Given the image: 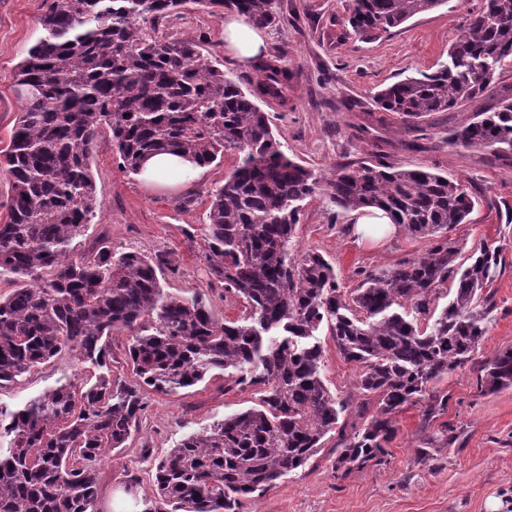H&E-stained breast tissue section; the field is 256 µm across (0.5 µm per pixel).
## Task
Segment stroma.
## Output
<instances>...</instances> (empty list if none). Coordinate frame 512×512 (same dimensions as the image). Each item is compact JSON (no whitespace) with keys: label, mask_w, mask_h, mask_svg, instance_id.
Segmentation results:
<instances>
[{"label":"stroma","mask_w":512,"mask_h":512,"mask_svg":"<svg viewBox=\"0 0 512 512\" xmlns=\"http://www.w3.org/2000/svg\"><path fill=\"white\" fill-rule=\"evenodd\" d=\"M50 2L0 0V151L9 146L21 110L13 92L17 65L42 36L40 19ZM482 2L449 0L413 17L391 35L364 42L346 22L350 0H280L279 22L264 30L267 56L279 57L291 78L287 102L262 98L258 104L268 113L288 156L327 170L339 161L372 159L383 150L394 165L430 167L460 180L476 206L467 223L448 233L459 249V260L487 243L503 246L504 261L494 283L497 308L477 352L466 367L438 384L448 396V409L439 422L423 425L418 408H403L396 415L398 433L389 445L386 465L340 478L335 456L326 447L276 488L245 500L242 512H512V389L480 391L484 362L512 347V218L503 209L504 204L512 205V167L487 149L448 146L449 131L472 115L475 104L410 123L380 111L373 100L387 85L446 60L469 11ZM156 35L200 41L204 55L222 61L225 74L242 89H249L255 79L253 68L227 59L223 16L196 0H187L179 14L164 19ZM414 136L423 138L425 150L397 151L400 140ZM235 163V154L228 152L221 164L205 167L194 187L196 201L184 209L177 203L178 192L152 189L139 177L128 176L111 147L100 145L92 164L100 189L99 213L87 226L83 244L92 245L104 235L116 253L170 252L173 263L164 272L166 291L186 296L203 292L218 321L239 319L243 304L209 275L199 235L207 221L208 192ZM353 221V215L337 213L325 196L316 195L306 200L296 231L299 249L321 253L334 266L341 287L356 288L359 269L390 267L422 254L428 246L427 240L401 229L375 243L355 235ZM319 340L326 383L334 394H346L359 370L339 355L328 331H321ZM81 370L76 359L62 356L0 389V403L20 408L58 382L80 378ZM256 400L254 391L239 390L224 373L172 394L145 389L137 429L125 447L106 450L97 466V512H114L118 506L133 512V501L114 502L128 475L139 477V494H152L157 458L188 433ZM444 423L456 428L457 443L437 449L433 460L420 462L418 449L430 447Z\"/></svg>","instance_id":"stroma-1"}]
</instances>
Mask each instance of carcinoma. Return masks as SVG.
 <instances>
[{
	"label": "carcinoma",
	"instance_id": "1",
	"mask_svg": "<svg viewBox=\"0 0 512 512\" xmlns=\"http://www.w3.org/2000/svg\"><path fill=\"white\" fill-rule=\"evenodd\" d=\"M186 0H52L44 35L18 64L13 88L30 85L4 154L9 221L0 224V388L34 367L74 353L94 381L67 380L12 410L0 405V512H94L96 466L130 437L138 390L112 387L109 336L126 332L138 385L160 393L191 387L213 371L255 387L258 406L184 437L155 465L154 493L140 512H240L336 439V472L381 467L398 431L395 415L420 408L431 424L448 409L437 389L463 368L496 308L503 248L483 245L457 264L448 230L476 202L458 180L380 160L338 163L323 173L287 156L255 103L288 99V69L256 66L243 91L192 38L151 32ZM261 27L279 19L277 0H206ZM447 0H352L348 25L377 39ZM512 63V0H485L436 71L376 95L378 109L411 122L480 98ZM120 167L142 171L172 153L209 166L237 155L210 192L202 228L209 274L245 302L221 323L204 294H171L160 276L170 253L116 254L101 236L80 238L97 215L91 159L100 139ZM448 146L490 149L512 161V97L473 114ZM322 194L342 212L379 209L426 251L381 270H358L347 294L324 256L296 250L302 203ZM448 304L438 307L440 293ZM360 372L345 397L324 380L322 325ZM512 388V348L484 365L480 391Z\"/></svg>",
	"mask_w": 512,
	"mask_h": 512
}]
</instances>
